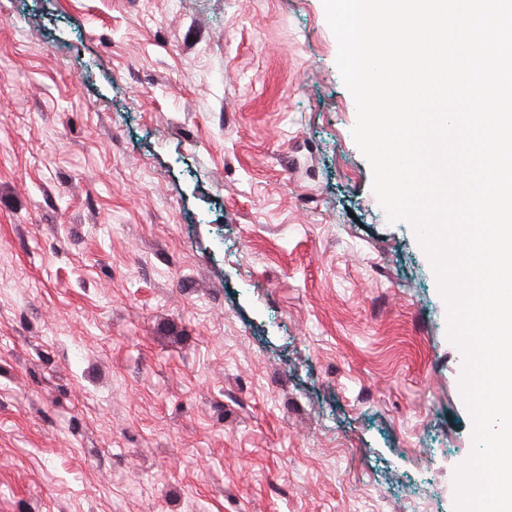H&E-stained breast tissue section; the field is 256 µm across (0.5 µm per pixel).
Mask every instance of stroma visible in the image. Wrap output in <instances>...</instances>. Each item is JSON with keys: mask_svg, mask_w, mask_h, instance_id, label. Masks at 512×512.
Listing matches in <instances>:
<instances>
[{"mask_svg": "<svg viewBox=\"0 0 512 512\" xmlns=\"http://www.w3.org/2000/svg\"><path fill=\"white\" fill-rule=\"evenodd\" d=\"M337 54L322 0H0V512H456Z\"/></svg>", "mask_w": 512, "mask_h": 512, "instance_id": "1", "label": "stroma"}]
</instances>
